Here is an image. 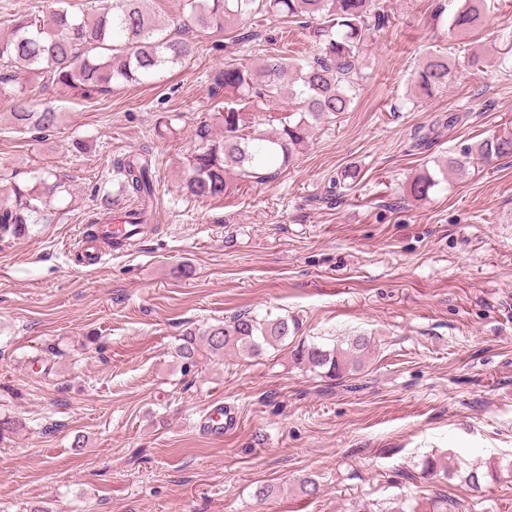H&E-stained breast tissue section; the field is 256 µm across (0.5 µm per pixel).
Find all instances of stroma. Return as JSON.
<instances>
[{"label":"stroma","instance_id":"obj_1","mask_svg":"<svg viewBox=\"0 0 512 512\" xmlns=\"http://www.w3.org/2000/svg\"><path fill=\"white\" fill-rule=\"evenodd\" d=\"M494 3L452 38L434 13L462 0H383L391 23L362 55L349 111L314 126L274 179L221 199L180 189L213 125L210 74L311 56L304 30L258 15L259 40L213 32L190 62L109 95H49L62 114L49 134L14 132L0 97V176L67 177L52 223L0 240V417L23 424L0 440V512H346L359 500L388 512L437 495L455 512H512V155L410 195L437 159L512 129V0ZM432 50L453 64L448 86L410 97ZM451 113L459 122L441 126ZM143 146L156 231L78 265L70 240L117 195L114 161ZM347 170L351 188L336 189ZM241 312L295 317L302 340L363 333L376 350L339 379L295 365L287 347L183 375L182 331ZM216 404L238 420L219 437L198 426ZM429 455L453 472L423 479ZM491 458L497 475L473 492L465 470ZM309 475L311 498L298 490ZM264 484L277 493L260 503Z\"/></svg>","mask_w":512,"mask_h":512}]
</instances>
